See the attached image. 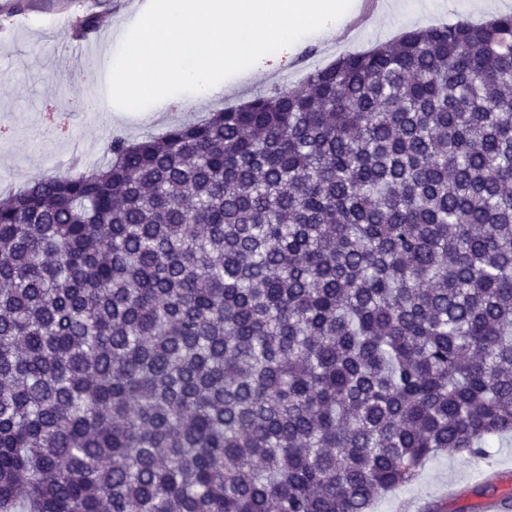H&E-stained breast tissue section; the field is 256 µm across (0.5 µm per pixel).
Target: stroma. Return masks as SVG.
I'll list each match as a JSON object with an SVG mask.
<instances>
[{
  "mask_svg": "<svg viewBox=\"0 0 512 512\" xmlns=\"http://www.w3.org/2000/svg\"><path fill=\"white\" fill-rule=\"evenodd\" d=\"M9 2L0 0V184L16 189L41 174L76 176L105 162L110 135L139 140L204 119L257 92L298 86L310 69L396 39L406 29L394 14L380 12L359 25L356 37L318 40L298 52L261 60L257 73L244 82L227 77L226 88L208 100L177 96L166 119L159 121L148 111L133 115L117 107L109 112L86 108L89 100L109 101L108 80L101 66L90 71L72 67L77 41L71 27L55 22L61 12L74 20L98 14L93 38L105 55H116L136 22L116 0H26L19 12L11 11ZM481 470L512 480V439L476 458L441 452L415 482L376 500L372 512H411L414 503L439 499L447 512H479L480 499L470 489Z\"/></svg>",
  "mask_w": 512,
  "mask_h": 512,
  "instance_id": "stroma-1",
  "label": "stroma"
}]
</instances>
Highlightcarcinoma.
<instances>
[{"label": "carcinoma", "instance_id": "carcinoma-1", "mask_svg": "<svg viewBox=\"0 0 512 512\" xmlns=\"http://www.w3.org/2000/svg\"><path fill=\"white\" fill-rule=\"evenodd\" d=\"M106 154L0 194V512H370L512 435V13Z\"/></svg>", "mask_w": 512, "mask_h": 512}]
</instances>
